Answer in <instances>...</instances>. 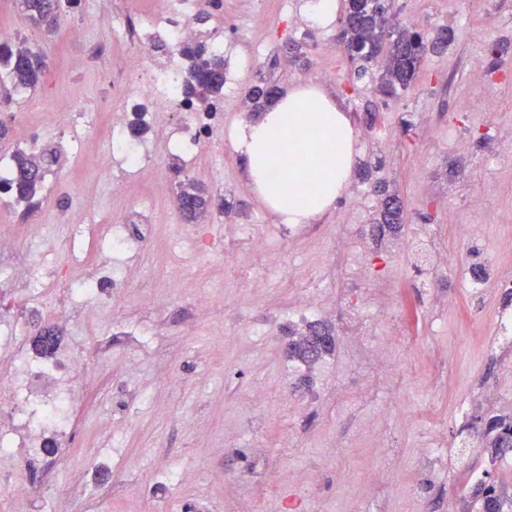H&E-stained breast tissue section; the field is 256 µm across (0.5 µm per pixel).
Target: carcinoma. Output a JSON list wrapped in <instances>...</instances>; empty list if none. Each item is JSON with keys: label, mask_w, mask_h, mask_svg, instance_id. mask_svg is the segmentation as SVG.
I'll use <instances>...</instances> for the list:
<instances>
[{"label": "carcinoma", "mask_w": 512, "mask_h": 512, "mask_svg": "<svg viewBox=\"0 0 512 512\" xmlns=\"http://www.w3.org/2000/svg\"><path fill=\"white\" fill-rule=\"evenodd\" d=\"M27 16L36 24L52 26L59 17V0H20ZM389 0H350L346 12L352 20L344 26V41L352 54L363 61L384 54V69L379 92L391 96L397 89L408 87L415 79L421 60L428 52L445 50L451 34L443 32L429 42L428 48H419L421 35L390 24ZM192 82L190 93L201 100H209L222 94L224 89V56L204 57L192 54ZM46 66L43 56L22 45L18 48H0V89L24 93L41 82ZM276 84L262 81L246 91L252 111L260 112L273 101L272 90ZM56 154L18 151L12 156L13 176L0 182V192L11 193L18 203L33 205L45 173L58 163ZM381 223L399 224L401 214L391 208L395 194L381 190ZM186 203L182 215L187 220L204 212L207 199L202 189L191 182L178 196ZM335 336L326 327H311L305 336L290 344V356L309 366L335 349ZM473 427L481 438L482 447L491 449L492 458L512 453V415H478ZM471 501L478 505L477 512H507L512 509V499L503 495L493 481L483 480L472 487Z\"/></svg>", "instance_id": "1"}]
</instances>
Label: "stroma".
Segmentation results:
<instances>
[{"instance_id": "stroma-1", "label": "stroma", "mask_w": 512, "mask_h": 512, "mask_svg": "<svg viewBox=\"0 0 512 512\" xmlns=\"http://www.w3.org/2000/svg\"><path fill=\"white\" fill-rule=\"evenodd\" d=\"M162 2H65L51 32L32 23L16 0H0V25L47 61L34 90L0 104V123L9 128L0 153L18 151L33 126L41 128L43 145L60 148L73 113L98 115L79 153L63 152L49 175L61 192L40 195L30 209L0 196V220L13 228L1 258L22 257L29 235L45 231L57 243L54 264H63L78 240L66 214L79 203L87 224L112 225L148 196L162 205L163 223H180L178 211L166 207L181 189L165 173L179 162L174 154L150 162L125 197H113L118 165L100 112L105 103H124L113 78L127 50L114 44L112 28L99 25V17L149 15ZM346 6L337 0L334 17L319 23L311 0H224L223 14L207 19L206 28L223 27L236 45L225 60L241 71L235 95L264 79L284 91L312 83L348 114L355 165L347 190L314 223L285 236L243 176L237 140L248 115L225 113L223 131L204 148L193 175L209 201V225L223 228L228 218L256 224L279 249V267L267 266L241 239L232 244L239 265L225 269L221 246L201 255L185 232L159 237L144 252L128 250L129 286L114 294L111 312L90 323L71 318L65 331L98 359L75 416V439L67 450L19 455L12 470L0 471V512H9L18 479L50 488L52 499L35 512H236L242 503L257 512H352L369 472L382 490L366 497L363 512H410L415 500L420 512H465L473 469L489 472L512 497V457L492 460L467 427L469 416L502 414L512 405V384L501 375L512 346L494 339L496 317L512 312V297L496 282L497 275H512V0H399L395 23L429 37L445 28L454 39L443 53L424 56L416 80L391 97L378 91V64L365 77L355 74L342 46ZM259 10L267 19L260 32L253 27ZM77 26L86 27V38L72 37ZM288 42L302 43L304 64L285 59ZM99 45L110 53L96 54ZM478 69L490 79L494 110L461 106ZM458 140L465 154L456 152ZM381 183L402 199V223H380ZM460 224L471 227L467 239L456 234ZM340 237L348 248L337 257ZM429 243L457 253V266L428 269ZM475 266L489 280L479 294L466 286ZM144 285L161 292L160 310L144 311ZM313 285L342 297L325 321L334 352L305 367L288 357L296 335L289 315ZM200 293L216 299L203 314L194 305ZM229 294L238 298L231 308L223 302ZM362 312L375 337L405 332L417 339L395 351L391 383L371 398L364 374L349 368L344 331ZM117 317L135 335L115 333ZM256 323L266 325L267 337L253 336ZM188 326L193 335H183ZM161 348L171 351L170 367L157 360ZM256 384L267 391L262 408L250 401ZM380 403L393 417L414 421L408 430L391 428L382 444L359 436ZM93 457L109 475L99 485L82 480ZM171 468L189 473L190 481L162 480Z\"/></svg>"}]
</instances>
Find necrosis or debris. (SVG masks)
<instances>
[{
  "instance_id": "4bbe7bcc",
  "label": "necrosis or debris",
  "mask_w": 512,
  "mask_h": 512,
  "mask_svg": "<svg viewBox=\"0 0 512 512\" xmlns=\"http://www.w3.org/2000/svg\"><path fill=\"white\" fill-rule=\"evenodd\" d=\"M205 4L217 13L224 10L223 0H165L161 12L150 17L130 15L118 29V42L137 49L126 58L127 77L121 87L126 104L109 113L113 149L129 171H141L148 144L162 142L182 159V173L192 174L203 145L224 128L226 101L202 103L184 93L187 47L205 53L231 50L221 30L197 29L195 17ZM154 209L151 201H141L126 212L123 223L113 225V251L128 250L133 227L143 247L151 246L159 235ZM126 286L120 271L103 266L76 287L53 288L38 277L33 264L0 262V288L26 289L30 310L46 317L50 328L56 318L76 307L85 320H92ZM411 343L410 337L403 336L395 343L359 345L351 364L365 373L371 386H380L390 368L393 347ZM86 355V348L79 344H57L52 355L31 351L9 324L0 322V457L20 451L36 456L57 442H68L72 416L88 383L78 368Z\"/></svg>"
}]
</instances>
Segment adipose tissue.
Listing matches in <instances>:
<instances>
[{
  "label": "adipose tissue",
  "instance_id": "1",
  "mask_svg": "<svg viewBox=\"0 0 512 512\" xmlns=\"http://www.w3.org/2000/svg\"><path fill=\"white\" fill-rule=\"evenodd\" d=\"M353 142L349 116L320 87L302 84L245 123L240 152L250 187L275 220L310 224L346 190Z\"/></svg>",
  "mask_w": 512,
  "mask_h": 512
}]
</instances>
